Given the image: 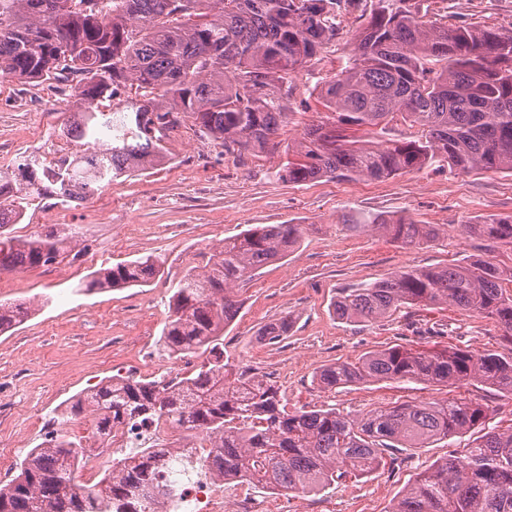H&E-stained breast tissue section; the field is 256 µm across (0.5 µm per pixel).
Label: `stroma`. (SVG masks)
I'll return each mask as SVG.
<instances>
[{
	"instance_id": "1",
	"label": "stroma",
	"mask_w": 512,
	"mask_h": 512,
	"mask_svg": "<svg viewBox=\"0 0 512 512\" xmlns=\"http://www.w3.org/2000/svg\"><path fill=\"white\" fill-rule=\"evenodd\" d=\"M422 8L428 18L452 27H512V0H422ZM358 16L355 10L344 14L336 38L297 74L281 142L310 127L335 126L336 116L320 102L316 83L339 67ZM74 110L66 82L0 78V169L17 170L31 157L50 163L82 151L81 142L57 137ZM166 148L162 164L134 170L87 199L66 206L29 202L15 227L20 235L73 227L81 241L75 261L0 272V302L33 309L21 324L0 333V473L6 478L15 476L29 449L44 442L43 427L77 394L114 377L154 380L152 358L164 363L172 378H182L177 356L160 346L172 286L190 269L203 267L225 238L264 224L300 225V240L288 258L240 283L243 306L224 333V353L271 381L288 410L333 408L362 415L394 403L466 398L489 407V426L512 427V392L476 381L457 387L387 381L336 389L315 381L326 365L397 344L499 349L492 320L453 306H414L371 323H350L332 315L330 302L338 289L405 267L465 265L478 258L512 266V243H491L471 230L483 216L512 215V175L455 174L437 161L387 179L326 177L296 185L277 177L285 160L281 151L225 153L195 133L188 117L171 132ZM346 214L434 224L439 236L404 249L381 233L345 225ZM150 254L164 258L165 274L148 286L77 292L90 271ZM287 314L295 319L287 339L255 340L259 327ZM469 441L465 435L427 448H403L394 464L315 492L287 495L242 481L225 483L224 491L247 488L271 507L291 512H389L409 480Z\"/></svg>"
}]
</instances>
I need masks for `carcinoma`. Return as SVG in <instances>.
<instances>
[{
	"label": "carcinoma",
	"mask_w": 512,
	"mask_h": 512,
	"mask_svg": "<svg viewBox=\"0 0 512 512\" xmlns=\"http://www.w3.org/2000/svg\"><path fill=\"white\" fill-rule=\"evenodd\" d=\"M0 0V76L47 81L65 75L78 119L67 134L97 143L89 154L48 166L31 159L19 173L0 170V271L57 264L75 249L71 228L14 235L26 200L50 195L60 203L85 199L103 183L166 157V139L182 117L229 153H262L279 145L295 73L336 38V18L360 0ZM345 63L320 89L337 126L313 127L285 147L278 177L305 183L322 177L383 179L435 160L469 173H512V28L477 29L427 20L419 0H370ZM135 86L132 115L100 109L117 91ZM419 127L416 140L376 150L348 133L386 125L395 116ZM384 231L403 247L437 237L433 224L380 215L344 218ZM492 241L512 242V216L487 215L471 225ZM298 224H267L224 239L204 268L172 288V315L161 339L171 354L202 351L210 358L179 382L112 378L79 394L57 423L89 416L104 447L112 432L145 418L181 427L210 442L198 464L214 478L257 479L284 492L321 490L386 463L396 448L429 444L482 429L472 444L437 460L407 483L390 512H512V426L485 430L488 408L464 398L423 406L397 404L352 417L334 408L288 411L278 389L224 358V328L240 313L234 285L288 256ZM162 260L147 256L89 274L80 292L148 283ZM450 304L492 320L495 351L457 346L396 345L317 374L335 389L359 382H422L446 387L479 381L512 392V269L489 259L466 265L405 268L374 283L342 288L331 308L340 320L372 322L401 307ZM28 309L0 304V332ZM285 315L256 332L275 343L288 335ZM89 449L62 430L30 449L13 479L0 485V512H138L130 495L158 490L159 460L186 464L192 452L152 443L112 464L89 491L75 481Z\"/></svg>",
	"instance_id": "obj_1"
}]
</instances>
